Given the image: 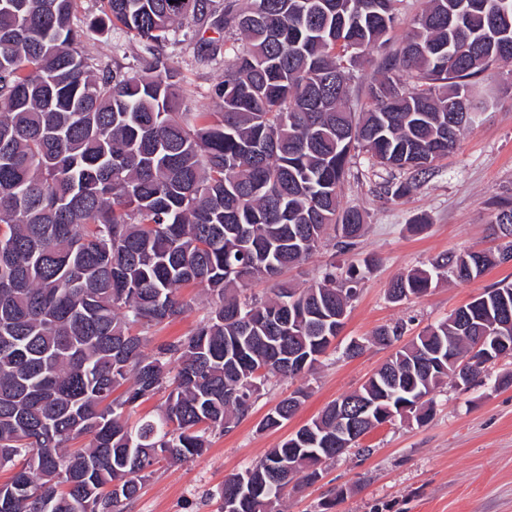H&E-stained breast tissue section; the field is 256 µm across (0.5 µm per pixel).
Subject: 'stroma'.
<instances>
[{"mask_svg": "<svg viewBox=\"0 0 512 512\" xmlns=\"http://www.w3.org/2000/svg\"><path fill=\"white\" fill-rule=\"evenodd\" d=\"M208 23L188 21L163 53L176 62L182 87L194 105L213 108L212 87L224 75V62L241 47L238 35L225 37L219 59L201 58L200 37H215ZM85 49L101 65L139 69L142 43L115 28L91 34ZM495 107L462 133L459 147L440 161L434 173L411 195L390 201L379 195L389 171L355 157L342 189V204L365 215L366 230L351 252L322 248L283 276L308 287L326 266L352 270L357 293L329 354L310 374L267 380L252 410L232 431L213 434L201 455L188 461L159 463L127 512H218V494L226 478L258 461L268 449L316 418L337 398L359 388L388 358V348L369 344L382 325L407 323L411 333L448 317L502 279L512 280V265L460 282L444 280L425 295L391 302L387 289L398 273L429 267L451 250L496 246L491 222L498 202L512 199V75L500 72L487 85ZM188 310L175 322L153 329V344L190 335L208 302L204 291L181 289ZM362 353L346 357L351 341ZM512 374V359L491 366L483 385L462 390L444 383L433 395L431 417L422 423L393 420L380 425L348 451L327 463L314 484L294 481L286 489L283 512H319L335 498V512H512V387L496 380ZM307 396L281 428L258 424L285 396L297 389Z\"/></svg>", "mask_w": 512, "mask_h": 512, "instance_id": "obj_1", "label": "stroma"}]
</instances>
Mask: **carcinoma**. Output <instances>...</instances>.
Wrapping results in <instances>:
<instances>
[{"label":"carcinoma","instance_id":"carcinoma-1","mask_svg":"<svg viewBox=\"0 0 512 512\" xmlns=\"http://www.w3.org/2000/svg\"><path fill=\"white\" fill-rule=\"evenodd\" d=\"M85 24L74 0H0V512H124L160 460L207 448L251 409L271 376L311 372L347 313L354 288L336 271L303 289L243 296L246 279L275 281L326 241L356 245L363 212L340 205L351 149L410 173L383 195L406 196L458 147L490 103L480 81L512 65V0H427L410 35L389 50L398 0H103ZM230 25L244 43L212 89L216 109L189 112L180 70L156 54L185 21ZM119 24L150 57L138 71L100 66L90 32ZM387 75L367 86L371 108L348 107L365 52ZM397 275L391 300L439 278L483 276L512 262V239ZM211 298L195 331L148 349L153 326ZM395 351L358 390L327 405L241 478L233 512H279L285 488L336 458V407L372 404L360 435L410 406L415 421L453 368L471 366L476 337L512 311V281L485 289ZM402 323L378 328L390 346ZM287 351L289 365L277 355ZM166 391L153 417L140 406ZM305 397L297 390L259 423L275 430ZM321 449L322 459L304 453Z\"/></svg>","mask_w":512,"mask_h":512}]
</instances>
